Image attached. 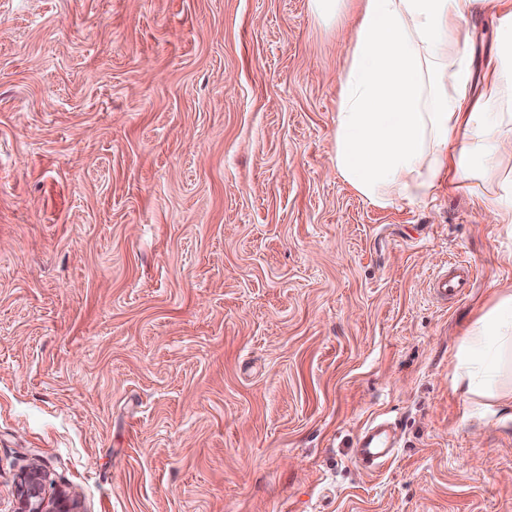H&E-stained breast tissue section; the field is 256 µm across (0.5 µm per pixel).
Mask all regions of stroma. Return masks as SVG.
<instances>
[{
    "instance_id": "stroma-1",
    "label": "stroma",
    "mask_w": 512,
    "mask_h": 512,
    "mask_svg": "<svg viewBox=\"0 0 512 512\" xmlns=\"http://www.w3.org/2000/svg\"><path fill=\"white\" fill-rule=\"evenodd\" d=\"M353 37L310 0H0V512L32 467L75 512H512V408L455 382L512 223L340 177ZM470 268L460 262H448V268L439 270L434 277V289L437 298H459L469 286ZM398 437L396 427L389 422L366 424L357 439L356 459L368 469L383 466L392 458Z\"/></svg>"
}]
</instances>
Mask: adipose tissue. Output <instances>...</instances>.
<instances>
[{
  "mask_svg": "<svg viewBox=\"0 0 512 512\" xmlns=\"http://www.w3.org/2000/svg\"><path fill=\"white\" fill-rule=\"evenodd\" d=\"M354 43L340 79L336 169L371 205L414 202L441 180L496 184L491 211L512 223V179L497 163L512 125V0H353ZM494 6L499 56L478 97L468 21ZM456 378L478 399L512 403V292L467 330Z\"/></svg>",
  "mask_w": 512,
  "mask_h": 512,
  "instance_id": "ef3b65f1",
  "label": "adipose tissue"
}]
</instances>
